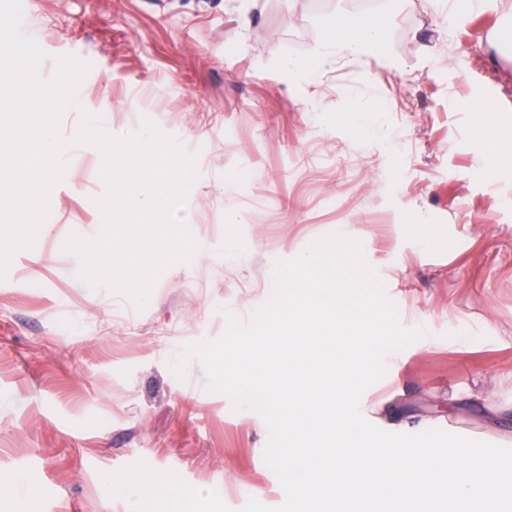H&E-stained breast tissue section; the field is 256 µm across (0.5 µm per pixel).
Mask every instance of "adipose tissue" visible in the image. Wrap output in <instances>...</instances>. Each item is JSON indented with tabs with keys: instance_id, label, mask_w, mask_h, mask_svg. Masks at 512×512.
Wrapping results in <instances>:
<instances>
[{
	"instance_id": "ef3b65f1",
	"label": "adipose tissue",
	"mask_w": 512,
	"mask_h": 512,
	"mask_svg": "<svg viewBox=\"0 0 512 512\" xmlns=\"http://www.w3.org/2000/svg\"><path fill=\"white\" fill-rule=\"evenodd\" d=\"M380 39L379 29L371 20L364 17L342 15L327 24L322 33V45L315 53L317 63H324L336 51L362 57Z\"/></svg>"
}]
</instances>
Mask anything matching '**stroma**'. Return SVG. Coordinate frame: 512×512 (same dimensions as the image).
I'll return each mask as SVG.
<instances>
[{
  "label": "stroma",
  "instance_id": "obj_1",
  "mask_svg": "<svg viewBox=\"0 0 512 512\" xmlns=\"http://www.w3.org/2000/svg\"><path fill=\"white\" fill-rule=\"evenodd\" d=\"M456 0H376L377 58L312 65L324 25L355 0H23L22 31L92 69L81 111L109 101L116 134L151 119L198 157L185 217L201 249L168 269L145 310L93 290L63 252L99 234L94 147H75L33 248L0 281V478L22 479L34 512H133L101 479L137 460L217 491L232 512L285 499L254 411L205 388L198 361L227 314L249 320L277 260L342 230L361 241L400 321L424 337L388 359L360 409L376 427H438L512 443V164L476 144V104L512 128V55L495 30L437 19Z\"/></svg>",
  "mask_w": 512,
  "mask_h": 512
}]
</instances>
